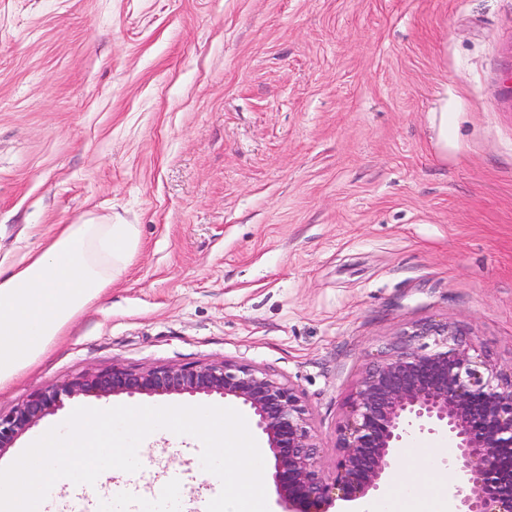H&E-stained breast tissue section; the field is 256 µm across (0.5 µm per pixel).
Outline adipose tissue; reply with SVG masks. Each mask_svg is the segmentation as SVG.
<instances>
[{
	"mask_svg": "<svg viewBox=\"0 0 512 512\" xmlns=\"http://www.w3.org/2000/svg\"><path fill=\"white\" fill-rule=\"evenodd\" d=\"M137 245L132 224H64L21 263L0 269V391L104 295Z\"/></svg>",
	"mask_w": 512,
	"mask_h": 512,
	"instance_id": "obj_1",
	"label": "adipose tissue"
}]
</instances>
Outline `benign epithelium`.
I'll return each mask as SVG.
<instances>
[{"label": "benign epithelium", "instance_id": "obj_1", "mask_svg": "<svg viewBox=\"0 0 512 512\" xmlns=\"http://www.w3.org/2000/svg\"><path fill=\"white\" fill-rule=\"evenodd\" d=\"M414 335L435 337V349L420 353L404 344L369 369L338 427L330 471L321 464L299 391L229 361L148 370L114 365L39 392L0 411V455L65 396L216 394L252 411L274 459L271 479L283 512H329L338 501L376 496L404 445L424 432L455 445L448 463L452 512H512V371L472 355L446 324H428Z\"/></svg>", "mask_w": 512, "mask_h": 512}]
</instances>
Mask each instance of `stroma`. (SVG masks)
<instances>
[{
	"instance_id": "35a3bbf8",
	"label": "stroma",
	"mask_w": 512,
	"mask_h": 512,
	"mask_svg": "<svg viewBox=\"0 0 512 512\" xmlns=\"http://www.w3.org/2000/svg\"><path fill=\"white\" fill-rule=\"evenodd\" d=\"M133 224L107 294L0 392L226 360L298 389L332 467L356 383L448 324L512 368V0H0V266L61 224ZM206 395L79 407L224 406ZM202 443L157 434L137 472L197 512Z\"/></svg>"
}]
</instances>
